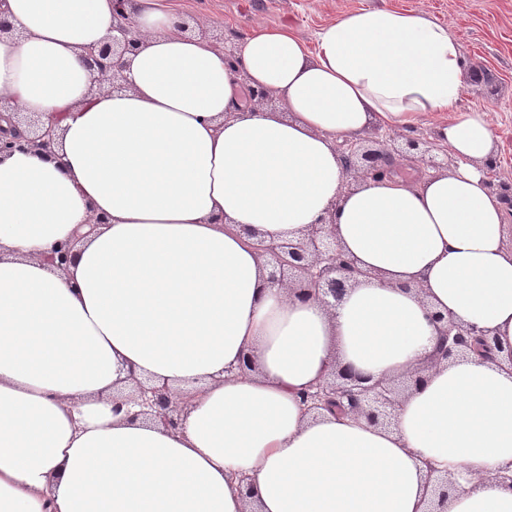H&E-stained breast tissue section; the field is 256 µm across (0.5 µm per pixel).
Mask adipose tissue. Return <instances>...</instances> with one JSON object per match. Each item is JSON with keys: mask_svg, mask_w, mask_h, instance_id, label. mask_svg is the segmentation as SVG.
<instances>
[{"mask_svg": "<svg viewBox=\"0 0 512 512\" xmlns=\"http://www.w3.org/2000/svg\"><path fill=\"white\" fill-rule=\"evenodd\" d=\"M116 8L0 0V98L58 135L55 158H0V512H424L434 469L456 480L448 512H512V367L423 365L435 311L512 348V207L488 185L496 135L461 105L447 25L356 9L310 47L259 24L230 60L165 0H125L137 51L115 91L81 53ZM425 124L450 172L342 195L340 143ZM331 207L367 272L332 311L269 283L253 248ZM337 365L422 378L384 428L308 410ZM130 367L189 400L179 429L113 413Z\"/></svg>", "mask_w": 512, "mask_h": 512, "instance_id": "ef3b65f1", "label": "adipose tissue"}]
</instances>
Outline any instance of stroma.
<instances>
[{
	"label": "stroma",
	"instance_id": "stroma-1",
	"mask_svg": "<svg viewBox=\"0 0 512 512\" xmlns=\"http://www.w3.org/2000/svg\"><path fill=\"white\" fill-rule=\"evenodd\" d=\"M193 17L206 18L209 36L230 47L255 23L288 25L306 42L328 20L362 7L423 10L448 24L468 67L483 66L494 79L468 83L462 103L487 109L498 137L495 175L512 179V0H176Z\"/></svg>",
	"mask_w": 512,
	"mask_h": 512
}]
</instances>
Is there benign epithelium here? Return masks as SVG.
I'll return each instance as SVG.
<instances>
[{
	"label": "benign epithelium",
	"instance_id": "1",
	"mask_svg": "<svg viewBox=\"0 0 512 512\" xmlns=\"http://www.w3.org/2000/svg\"><path fill=\"white\" fill-rule=\"evenodd\" d=\"M110 36L100 46L88 48L81 54L86 68L97 72L100 81L111 89L128 85L119 60L134 49L129 38L130 22L119 18ZM12 111L15 116L9 129L0 131V156L16 151H35L45 157H55L56 131L53 122L29 115L10 102L0 98V112ZM343 161V188L351 191L363 178L387 176L395 169V161L417 162L424 169L446 172L450 169L448 153H434L435 145L418 134L374 133L368 138L339 145ZM336 209L316 224L303 230L301 238L281 243H266L259 239L254 248L260 256L269 258V281L290 291H305L309 296L334 309L349 288L369 273L357 266L336 242ZM73 246L69 242L55 245L47 252L46 261L66 269L73 261ZM437 330L436 343L426 363L437 365L457 359L468 353L498 364L512 367V349L504 350L493 338L492 330L463 324L439 312L431 314ZM126 380L134 384V393L119 399L116 404L134 403L140 415L168 428H177L187 416L188 404L172 399L165 386H152L139 380L133 369H127ZM419 381L418 372L394 380H371L351 368L338 369L332 379L308 392L305 403L311 409H325L340 413L363 414L368 420L382 425L392 423L401 395ZM455 481L447 476L434 478L428 512H448L450 492Z\"/></svg>",
	"mask_w": 512,
	"mask_h": 512
}]
</instances>
